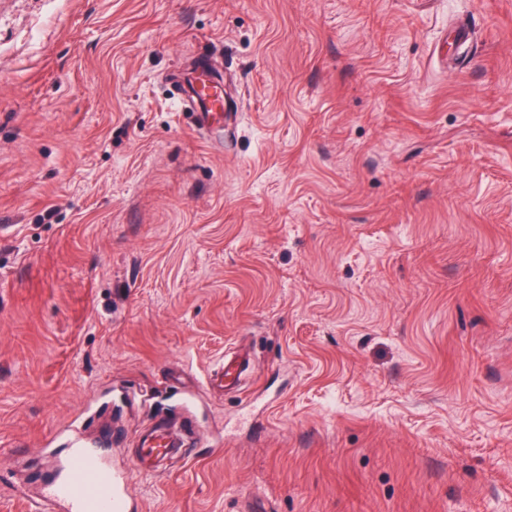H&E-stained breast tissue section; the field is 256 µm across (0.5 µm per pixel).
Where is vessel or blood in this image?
Masks as SVG:
<instances>
[{
    "instance_id": "obj_1",
    "label": "vessel or blood",
    "mask_w": 512,
    "mask_h": 512,
    "mask_svg": "<svg viewBox=\"0 0 512 512\" xmlns=\"http://www.w3.org/2000/svg\"><path fill=\"white\" fill-rule=\"evenodd\" d=\"M213 80V75H198L184 100L185 108L198 113L204 125L224 109V97ZM249 364L247 356L225 355L219 373L209 375L206 382L226 391L238 387ZM188 455L170 439L165 423L158 422L139 438L136 469L144 476H159L172 460ZM129 482V472L112 468L100 449L78 438L45 478L35 502L50 506L53 512H132Z\"/></svg>"
}]
</instances>
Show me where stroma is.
Returning <instances> with one entry per match:
<instances>
[{
  "label": "stroma",
  "mask_w": 512,
  "mask_h": 512,
  "mask_svg": "<svg viewBox=\"0 0 512 512\" xmlns=\"http://www.w3.org/2000/svg\"><path fill=\"white\" fill-rule=\"evenodd\" d=\"M188 409L139 512H512V0H0V512ZM206 74V75H205ZM220 83L208 70L200 71L195 83L186 90L184 107L191 112H199L201 125L212 124L215 115L223 117L224 97L211 83ZM249 364L250 360L245 355L238 353L224 355V365L220 367V372L210 374L206 379V384L213 385L218 383L225 391L237 388Z\"/></svg>",
  "instance_id": "1"
}]
</instances>
